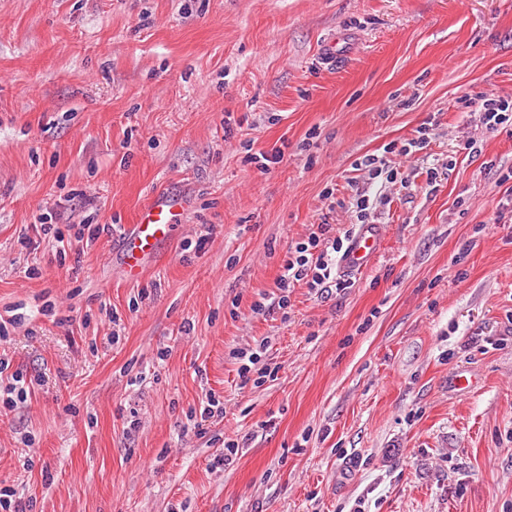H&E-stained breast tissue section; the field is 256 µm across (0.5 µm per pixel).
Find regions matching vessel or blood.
Instances as JSON below:
<instances>
[{
  "instance_id": "vessel-or-blood-1",
  "label": "vessel or blood",
  "mask_w": 512,
  "mask_h": 512,
  "mask_svg": "<svg viewBox=\"0 0 512 512\" xmlns=\"http://www.w3.org/2000/svg\"><path fill=\"white\" fill-rule=\"evenodd\" d=\"M184 222V208L178 197L158 194L144 204L124 236L117 257L124 277L139 280L161 246L171 243ZM384 241V225H361L339 258L340 273L353 274L367 269L382 252Z\"/></svg>"
}]
</instances>
